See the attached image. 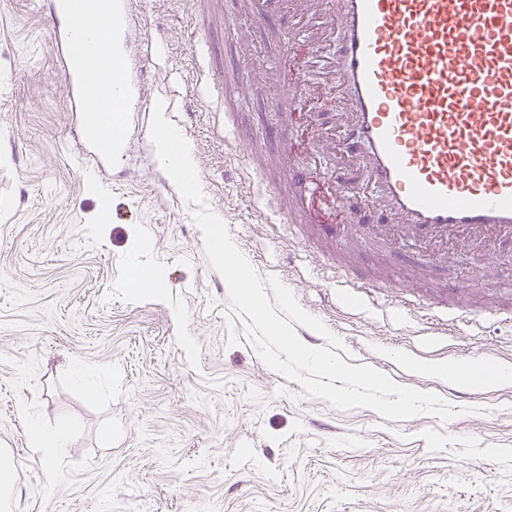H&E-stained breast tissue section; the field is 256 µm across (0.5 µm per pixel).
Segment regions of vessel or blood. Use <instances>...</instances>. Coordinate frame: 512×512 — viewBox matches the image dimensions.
I'll use <instances>...</instances> for the list:
<instances>
[{
    "instance_id": "b4317fda",
    "label": "vessel or blood",
    "mask_w": 512,
    "mask_h": 512,
    "mask_svg": "<svg viewBox=\"0 0 512 512\" xmlns=\"http://www.w3.org/2000/svg\"><path fill=\"white\" fill-rule=\"evenodd\" d=\"M274 2L322 25L304 49L283 43L292 76L270 92L271 108L293 112L313 96L342 109L344 123L327 129L325 142L365 178L340 171L288 198L260 169L264 211L300 224L312 202L332 197L346 223H358L362 208L439 253L512 243V0H250L246 23L270 22ZM41 6L72 111L114 97L122 107V129L106 124L101 141L77 144L78 155L95 165L123 158L152 91L153 70L137 51L136 0H101L112 43L83 58L84 18L67 0Z\"/></svg>"
}]
</instances>
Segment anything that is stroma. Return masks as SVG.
Masks as SVG:
<instances>
[{
  "mask_svg": "<svg viewBox=\"0 0 512 512\" xmlns=\"http://www.w3.org/2000/svg\"><path fill=\"white\" fill-rule=\"evenodd\" d=\"M201 2L207 28L189 0H138V16L166 118L192 94L202 54L218 59L210 100L182 131L209 207L260 277L277 278L340 338L350 365L437 393L457 414L341 411L268 367L248 338L228 345L225 281L155 150L135 142L116 167L84 165L74 145L89 137L87 115L70 109L46 15L37 0H0V449L24 474L11 512H512V382L456 397L429 371L512 369V322L481 314L489 291L441 294L483 263L494 288L512 289V245L458 248L453 264L419 279L407 261L427 248L408 234L366 241L359 224L328 232L261 220L252 164L330 176L314 132L335 110L318 105L311 126L305 113L269 109L265 90L285 77L274 65L280 39L300 36L295 20L281 13L237 38L225 25L243 16L242 0ZM228 71L253 86L229 134ZM138 260L158 270V288L140 289ZM342 265L387 285L364 302L336 299ZM401 291L422 308L395 305ZM459 306L473 321L440 318ZM78 367L94 394L74 383ZM30 417L68 423L70 448L45 459Z\"/></svg>",
  "mask_w": 512,
  "mask_h": 512,
  "instance_id": "obj_1",
  "label": "stroma"
}]
</instances>
